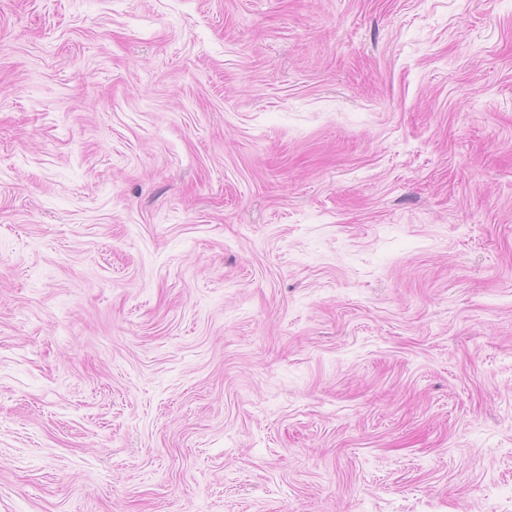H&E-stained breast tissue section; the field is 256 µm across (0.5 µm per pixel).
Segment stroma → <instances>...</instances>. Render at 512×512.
I'll list each match as a JSON object with an SVG mask.
<instances>
[{"instance_id":"stroma-1","label":"stroma","mask_w":512,"mask_h":512,"mask_svg":"<svg viewBox=\"0 0 512 512\" xmlns=\"http://www.w3.org/2000/svg\"><path fill=\"white\" fill-rule=\"evenodd\" d=\"M0 512H512V0H0Z\"/></svg>"}]
</instances>
